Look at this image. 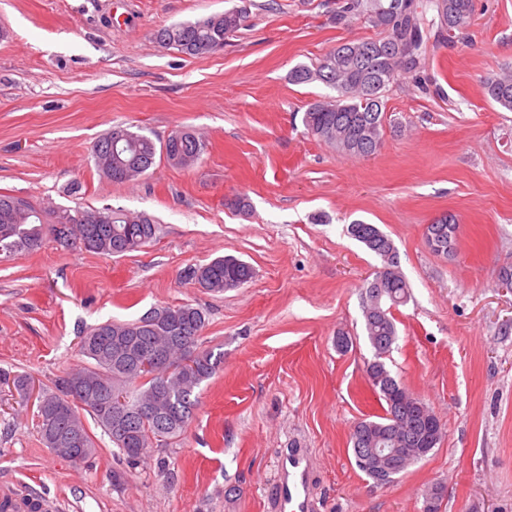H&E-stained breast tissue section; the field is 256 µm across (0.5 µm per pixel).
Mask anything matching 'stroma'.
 <instances>
[{
	"label": "stroma",
	"mask_w": 512,
	"mask_h": 512,
	"mask_svg": "<svg viewBox=\"0 0 512 512\" xmlns=\"http://www.w3.org/2000/svg\"><path fill=\"white\" fill-rule=\"evenodd\" d=\"M253 2L222 51L190 57L155 32L239 0H0V193L160 226L121 256L49 240L0 261V368L52 386L81 364L89 327L185 302L206 311L202 344L224 355L186 433L133 470L94 425V459L56 456L32 404L0 387V484L62 494L68 512H279L278 462L301 448L310 512H424L434 486L441 512H512V290L498 282L512 266V112L482 88L512 67V0H475L465 37L427 42L420 67L389 85L367 158L308 134L303 115L330 90L289 75L377 30L336 23L338 0ZM116 125L160 141L188 128L206 150L118 184L91 156ZM239 197L249 212L230 208ZM443 213L458 225L447 258L425 242ZM356 220L393 240L410 285L386 364L443 425L432 453L382 487L350 442L384 413L362 314L381 262L347 234ZM220 256L252 279L221 293L185 280Z\"/></svg>",
	"instance_id": "35a3bbf8"
}]
</instances>
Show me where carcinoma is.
<instances>
[{
    "label": "carcinoma",
    "mask_w": 512,
    "mask_h": 512,
    "mask_svg": "<svg viewBox=\"0 0 512 512\" xmlns=\"http://www.w3.org/2000/svg\"><path fill=\"white\" fill-rule=\"evenodd\" d=\"M406 3L401 19L391 9L392 2ZM474 0H340L336 23L354 17L366 19L381 31L380 39H357L341 43L329 51L314 68L297 66L291 72L296 84L320 82L335 95L315 101L305 112L308 132L337 152L354 157L373 155L381 143L385 113L374 100L382 99L388 85L400 74L421 64L423 35L436 31L459 38L469 28ZM247 7H233L194 22L173 24L156 32L159 44L191 57H204L224 47L243 26ZM485 95L499 107L512 112V70H504L483 81ZM129 142L118 152L109 149L105 133L93 144L96 169L115 183H125L144 175L158 159L174 167L194 165L205 143L192 130L180 129L159 146L146 133L127 131ZM348 234L381 260V268L365 288L377 294L379 305L363 302L367 339L374 360L367 362L368 382L386 404L385 416L359 422L351 436L352 451L367 453L371 447L435 448L442 426L416 406L420 399L410 394L382 361L397 340L391 308L410 298L409 284L401 271L399 254L391 238L377 225L357 221L348 225ZM158 224L150 217L123 209H64L41 207L26 198L0 194V250L13 255L39 250L46 237L66 248H82L106 256L132 252L157 239ZM457 224L427 226L425 240L432 252L453 253ZM253 277L246 262L234 257H218L188 270L187 278L207 292L220 293L241 286ZM167 318L151 323L147 314L134 320H110L89 328L81 337L80 353L85 360L78 368L57 379L53 386L34 389L28 375H10L0 370V385H12L18 396L35 398L37 427L46 448L71 459L67 449L81 448L79 462L96 453L95 441L85 416L106 434L117 456L129 467L138 465L147 450L167 447L191 424L199 404L198 389L219 369L223 353L200 346L206 326V312L192 304L164 306ZM125 395L133 412L116 424L101 412L113 393ZM356 466L371 479L381 465L387 473L382 485L392 483L394 459Z\"/></svg>",
    "instance_id": "1"
}]
</instances>
